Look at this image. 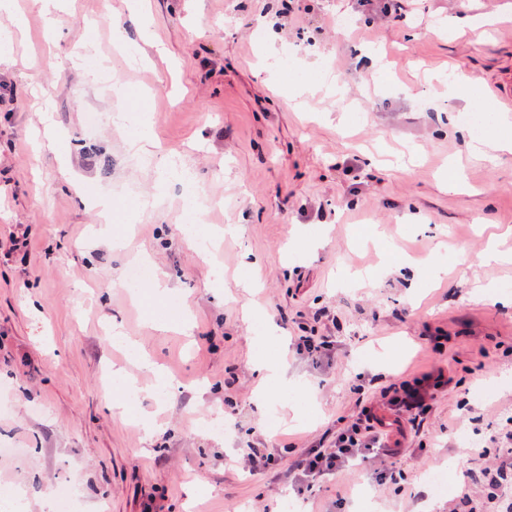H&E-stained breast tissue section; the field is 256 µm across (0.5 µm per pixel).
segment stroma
<instances>
[{
	"mask_svg": "<svg viewBox=\"0 0 512 512\" xmlns=\"http://www.w3.org/2000/svg\"><path fill=\"white\" fill-rule=\"evenodd\" d=\"M382 5L67 0L52 45L36 0L0 13V30L22 24L0 66V439L19 447L0 459L1 504L21 490L26 512H51L67 481L83 512H358L364 493L376 512H448L473 455L460 432L481 447L512 415V306L476 291L512 284V262L483 260L493 228H512V155H471L448 75L481 89L512 65V0H401L391 21ZM87 44L122 96L73 66ZM288 50L329 81L289 79ZM116 111L147 121L119 127ZM47 114L62 132L52 153ZM134 137L184 157L223 209L183 211ZM154 193L162 206L144 208ZM105 194L108 233L92 204ZM188 222L222 231L214 256ZM139 259L171 290L145 281L131 299ZM116 324L164 368V393L111 341ZM302 336L331 348L298 353ZM261 355L286 372L270 403ZM120 368L145 390L128 407L114 400ZM413 393L416 427L395 404ZM213 414L224 433L203 428ZM369 415L394 479L354 461L292 481L295 460ZM256 449L270 468L250 471ZM441 467L448 492L433 496L425 476Z\"/></svg>",
	"mask_w": 512,
	"mask_h": 512,
	"instance_id": "1",
	"label": "stroma"
}]
</instances>
